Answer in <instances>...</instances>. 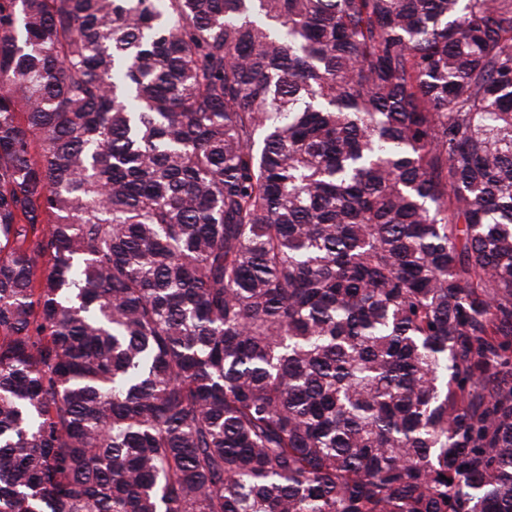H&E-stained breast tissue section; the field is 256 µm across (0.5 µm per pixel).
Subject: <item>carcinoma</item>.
<instances>
[{
  "label": "carcinoma",
  "instance_id": "obj_1",
  "mask_svg": "<svg viewBox=\"0 0 512 512\" xmlns=\"http://www.w3.org/2000/svg\"><path fill=\"white\" fill-rule=\"evenodd\" d=\"M0 512H512V0H0Z\"/></svg>",
  "mask_w": 512,
  "mask_h": 512
}]
</instances>
